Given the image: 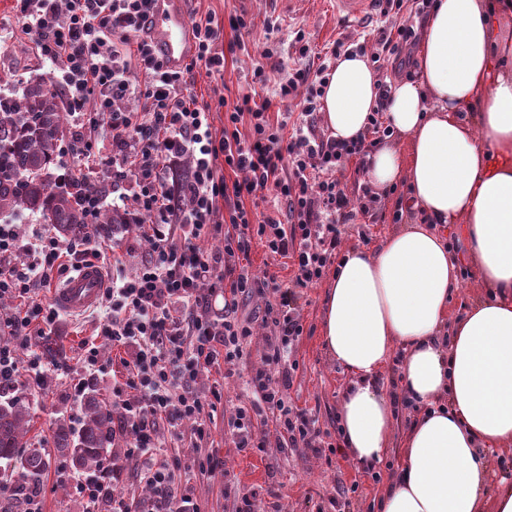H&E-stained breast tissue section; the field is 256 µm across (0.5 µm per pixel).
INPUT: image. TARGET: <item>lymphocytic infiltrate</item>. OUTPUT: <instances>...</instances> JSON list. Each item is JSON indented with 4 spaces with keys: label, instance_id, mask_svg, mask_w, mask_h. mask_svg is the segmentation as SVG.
<instances>
[{
    "label": "lymphocytic infiltrate",
    "instance_id": "obj_1",
    "mask_svg": "<svg viewBox=\"0 0 512 512\" xmlns=\"http://www.w3.org/2000/svg\"><path fill=\"white\" fill-rule=\"evenodd\" d=\"M406 0H379L382 22L372 36L373 62L392 71L411 68L417 46L413 25L403 17ZM152 0H16L21 28L31 35L39 57L51 62L56 85L77 115L72 147L84 159L99 152V133L112 142V188L90 177L63 172L58 183L80 201L88 224L99 221L105 201L149 245L133 274L115 268L102 299L110 313L100 334L127 355L126 375L115 383V432L131 443L126 461L147 456L159 439L157 426L191 425L197 442H207L205 419L217 386L201 390L203 369L223 366L225 377L260 340V364L252 372V397L234 407L228 425L237 448L264 449L265 420L287 433L290 447L321 453L323 438L314 419L295 405L289 391L300 368L294 346L304 332L298 300L302 289L321 282L338 258L344 227L375 220L370 192L350 194L334 173L362 168L371 144L341 141L317 131L322 89L333 59L345 46L337 41L317 67L280 75L275 94L298 101L299 122L273 120L271 100L251 95L218 97L200 103L190 94L195 70L214 81L224 78L220 49L223 25L215 13L193 17L194 55L190 65L169 71L139 35ZM138 37L124 55L120 45ZM139 69L143 83L127 79ZM143 100L125 109L126 99ZM223 112L224 127L213 125ZM248 124L241 133L240 124ZM189 162L191 177L177 190L167 187V166ZM272 199L265 213L246 209L243 200ZM223 228L224 247L203 250L205 230ZM289 259L292 274L254 272L247 260L253 244ZM28 263L18 264V255ZM102 252L92 238L62 239L50 232L25 238L16 224H0V299L24 298L50 273H66L68 261L91 264ZM264 303L262 317L240 316L243 298ZM56 309L30 301L25 314L0 316V386L16 383L18 346L27 344L33 324L53 325ZM177 458L153 460L139 478L152 492L149 512H189L191 498L175 487ZM119 464L103 466L94 479L77 482L75 492L89 502L111 497L112 512L131 505L112 489L122 476Z\"/></svg>",
    "mask_w": 512,
    "mask_h": 512
}]
</instances>
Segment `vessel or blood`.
<instances>
[{
    "label": "vessel or blood",
    "instance_id": "b4317fda",
    "mask_svg": "<svg viewBox=\"0 0 512 512\" xmlns=\"http://www.w3.org/2000/svg\"><path fill=\"white\" fill-rule=\"evenodd\" d=\"M331 2L337 19L349 22L371 15L378 0ZM144 36L169 69H183L194 45L187 0H154ZM102 288L100 268L95 265L84 266L57 289L53 301L62 312L78 314L97 304Z\"/></svg>",
    "mask_w": 512,
    "mask_h": 512
}]
</instances>
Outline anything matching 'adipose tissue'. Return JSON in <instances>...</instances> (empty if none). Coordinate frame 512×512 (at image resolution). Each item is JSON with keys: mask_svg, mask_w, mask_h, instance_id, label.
<instances>
[{"mask_svg": "<svg viewBox=\"0 0 512 512\" xmlns=\"http://www.w3.org/2000/svg\"><path fill=\"white\" fill-rule=\"evenodd\" d=\"M512 0H436L413 76L395 79L392 139L370 153L376 192L407 185V224L339 259L324 295L328 356L351 375L339 405L343 448L372 466L389 450L393 407L377 382L402 350L419 413L381 512H483L496 449L512 447ZM378 77L337 59L321 115L332 137L368 128ZM454 225L485 293L460 315L459 262L436 227Z\"/></svg>", "mask_w": 512, "mask_h": 512, "instance_id": "1", "label": "adipose tissue"}]
</instances>
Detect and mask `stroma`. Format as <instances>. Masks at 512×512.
Returning a JSON list of instances; mask_svg holds the SVG:
<instances>
[{"instance_id": "obj_1", "label": "stroma", "mask_w": 512, "mask_h": 512, "mask_svg": "<svg viewBox=\"0 0 512 512\" xmlns=\"http://www.w3.org/2000/svg\"><path fill=\"white\" fill-rule=\"evenodd\" d=\"M190 12L216 13L224 24L220 40L226 49L224 83L231 96L251 93L253 71L263 66L269 77L279 68H295L302 61L295 42L296 32H303L313 52H321L336 39H357L363 29L375 27L376 18L340 24L330 0H190ZM249 23L246 30L232 26L237 16ZM242 40L243 45L230 49L229 44ZM29 39L21 31L14 0H0V95L18 91L22 81L31 77H51L53 67L28 49ZM272 47V57H264V47ZM324 285L305 290L300 299L304 333L300 338V369L290 391L293 401L308 410L325 441L336 445L331 458L290 448L287 439L273 440L265 451H243L235 447L227 420L232 408L243 399L239 380L224 384L223 397L213 413L211 438L207 445L197 446L190 427L179 435L160 429L159 439L165 454L176 456L180 472L176 481L179 491L188 493L196 512H234V500L224 494L223 476H209L202 467L208 456L222 459L240 486L260 488L275 483L278 501L258 500L255 512H376V501L386 483L402 466V444L413 411L396 408L390 450L383 462L368 470L360 468L341 450L337 434L338 408L350 379L349 373L331 361L322 345L321 321ZM102 320L99 308L77 315L62 314L46 337L55 339L63 355L52 362L55 379L50 387H40L29 375H22L13 394L32 407L30 436L45 448L53 446V423L61 415L79 424V383L91 380L105 397H112V373L120 369V352L111 343L100 345V369L89 374L82 362V342L94 334ZM77 472L62 467L58 455L52 454L47 474L39 484L42 512H85L84 501L76 495Z\"/></svg>"}]
</instances>
